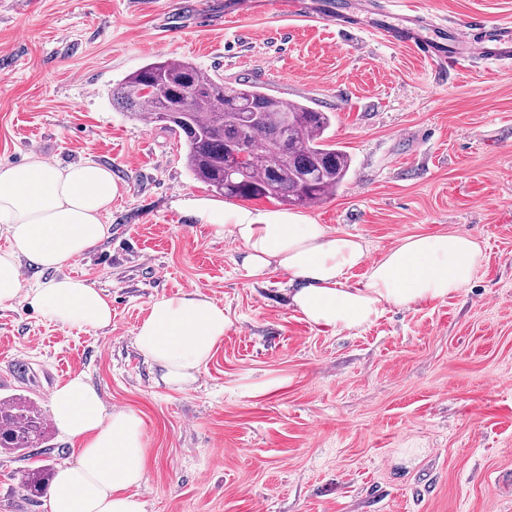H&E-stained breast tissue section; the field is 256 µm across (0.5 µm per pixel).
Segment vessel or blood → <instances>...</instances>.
I'll return each mask as SVG.
<instances>
[{
	"label": "vessel or blood",
	"instance_id": "obj_1",
	"mask_svg": "<svg viewBox=\"0 0 512 512\" xmlns=\"http://www.w3.org/2000/svg\"><path fill=\"white\" fill-rule=\"evenodd\" d=\"M265 8L282 17H300L335 27L339 35L353 38L377 32L393 46L406 45L421 57L512 62V21L487 25L472 20L460 29L431 23L418 11L390 10L387 0H265Z\"/></svg>",
	"mask_w": 512,
	"mask_h": 512
}]
</instances>
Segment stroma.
<instances>
[{
  "mask_svg": "<svg viewBox=\"0 0 512 512\" xmlns=\"http://www.w3.org/2000/svg\"><path fill=\"white\" fill-rule=\"evenodd\" d=\"M225 0H0V161L38 154L109 167L122 195L108 237L65 269L112 305L103 330L0 306V400L42 413L85 374L112 409L144 423L145 512H512V65L442 66L373 34L353 40ZM466 26L512 19V0H407ZM185 59L334 115L351 157L344 185L305 216L361 237L368 261L399 239L458 231L484 260L468 288L363 328L309 324L286 279L257 284L239 246L173 208L210 196L174 132L112 100L143 65ZM198 290L230 320L195 382L159 385L137 350L151 302ZM0 453V512H48L24 470L76 446Z\"/></svg>",
  "mask_w": 512,
  "mask_h": 512,
  "instance_id": "1",
  "label": "stroma"
}]
</instances>
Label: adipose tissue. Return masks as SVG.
Returning a JSON list of instances; mask_svg holds the SVG:
<instances>
[{
	"mask_svg": "<svg viewBox=\"0 0 512 512\" xmlns=\"http://www.w3.org/2000/svg\"><path fill=\"white\" fill-rule=\"evenodd\" d=\"M120 194L111 169L93 160L64 167L32 155L20 164H0V234L8 242L0 250V305L25 302L60 326L108 327L107 298L63 269L107 237L104 218ZM176 206L213 232L230 234L254 282L286 275L295 310L311 325L336 332L371 324L390 305L446 298L469 286L483 259L478 240L450 231L405 237L371 263L360 238L300 214L192 195ZM26 264L58 275L26 285ZM362 265L368 268L364 280L350 283L349 272ZM229 325L223 307L201 292L162 296L139 324L135 346L162 369L165 385L180 389L195 381ZM50 406L57 428L79 448L75 461L57 470L47 494L49 512H144L135 492L147 460L142 419L107 409L81 373L54 389Z\"/></svg>",
	"mask_w": 512,
	"mask_h": 512,
	"instance_id": "adipose-tissue-1",
	"label": "adipose tissue"
}]
</instances>
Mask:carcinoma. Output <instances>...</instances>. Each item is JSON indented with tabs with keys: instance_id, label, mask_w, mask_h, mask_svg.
Segmentation results:
<instances>
[{
	"instance_id": "carcinoma-1",
	"label": "carcinoma",
	"mask_w": 512,
	"mask_h": 512,
	"mask_svg": "<svg viewBox=\"0 0 512 512\" xmlns=\"http://www.w3.org/2000/svg\"><path fill=\"white\" fill-rule=\"evenodd\" d=\"M138 120L183 135L185 163L195 179L227 198H275L309 207L336 193L351 158L328 143L329 112L288 101L251 82H226L188 60L146 64L112 92ZM243 143L247 160L228 171V149ZM48 424L25 397L0 401V452L21 458L41 449ZM32 493L45 490L43 471L24 473Z\"/></svg>"
}]
</instances>
